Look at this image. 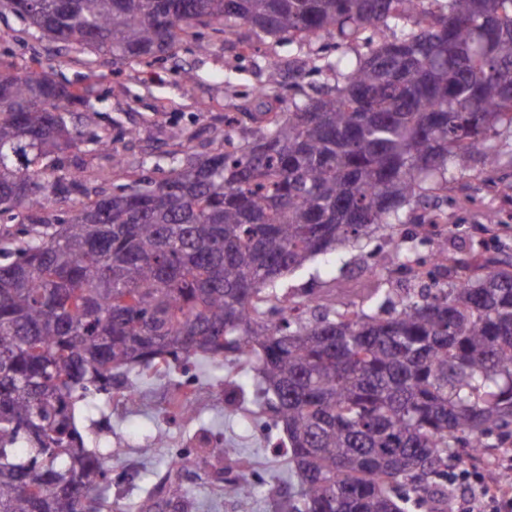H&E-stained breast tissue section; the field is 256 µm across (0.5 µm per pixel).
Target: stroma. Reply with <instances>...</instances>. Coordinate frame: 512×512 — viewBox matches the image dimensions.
<instances>
[{
    "mask_svg": "<svg viewBox=\"0 0 512 512\" xmlns=\"http://www.w3.org/2000/svg\"><path fill=\"white\" fill-rule=\"evenodd\" d=\"M361 51V45L340 46L331 36L288 41L242 26L230 37L211 39L205 51L197 50L190 37L175 55L157 62L116 65L108 55L58 50L56 44L32 36L21 18L0 13V63L21 67L40 61L53 68L59 80L86 89L94 101V111L81 113L74 124L83 140L82 179L88 188L106 191L119 181L112 176L111 157L92 145L98 134L110 133L130 164L147 159L165 167L175 150L173 130H183L197 153L216 147L228 116L235 118L239 137L257 135L249 110L254 88L266 79L268 60L305 63L303 84L313 93L333 84L339 59ZM186 69L192 70L193 79L183 78ZM495 145L493 170H486L477 156L467 169L448 171L442 210L448 224L449 269H457L474 251L496 262L512 261V137H500ZM491 214L497 224L490 230L486 224ZM396 244L385 232H375L362 247H339L314 257L281 279L276 291L292 303L308 294L324 297L340 290L361 306L371 288L389 299L396 297L402 286H417L391 261ZM203 370L205 389L214 400L202 405L190 421L165 409L180 381L176 374H145L135 415L110 404L105 395L98 396L92 409L77 403L78 426L87 446L112 450L107 497L114 512H137L147 490L162 481L176 451L186 445L195 454L193 466L180 479L192 502L189 512H284L286 497L297 488L288 465L287 435L276 425L271 409L257 408L238 393L242 386L255 389L257 372L230 360L204 363ZM226 442L238 448L237 456L220 455ZM244 469L252 473L257 488L248 498L234 495L230 488Z\"/></svg>",
    "mask_w": 512,
    "mask_h": 512,
    "instance_id": "1",
    "label": "stroma"
}]
</instances>
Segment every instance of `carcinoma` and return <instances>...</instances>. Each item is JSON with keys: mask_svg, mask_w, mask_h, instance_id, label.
<instances>
[{"mask_svg": "<svg viewBox=\"0 0 512 512\" xmlns=\"http://www.w3.org/2000/svg\"><path fill=\"white\" fill-rule=\"evenodd\" d=\"M38 38L112 62L173 55L207 28L242 26L366 52L309 95L301 66L268 61L253 92L259 136L185 158L159 179L88 198L72 109L88 96L46 70L0 66V512H104L111 470L87 447L75 406L123 389L128 370L185 374L194 359L257 362L262 405L288 433L297 479L288 512H404L396 489L452 512L438 478L454 448L512 435V262L474 255L447 286L441 263L385 316L276 283L309 258L398 233L399 211L431 208L402 237L432 242L448 167L512 133V0H0ZM288 109L274 101L283 80ZM87 197L65 216L33 205Z\"/></svg>", "mask_w": 512, "mask_h": 512, "instance_id": "1", "label": "carcinoma"}]
</instances>
